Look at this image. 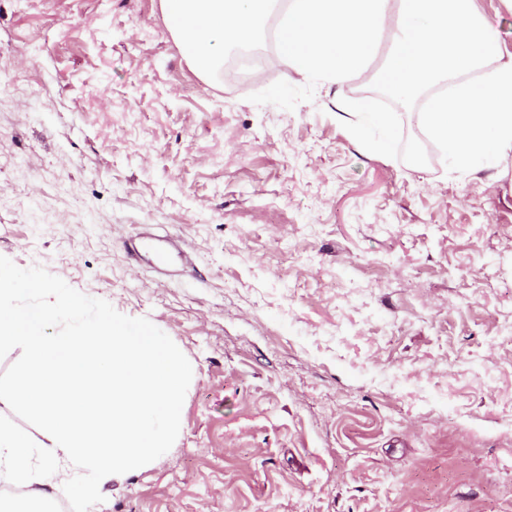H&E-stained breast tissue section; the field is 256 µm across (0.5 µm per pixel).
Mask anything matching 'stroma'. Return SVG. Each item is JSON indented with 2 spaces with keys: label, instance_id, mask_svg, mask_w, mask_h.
Listing matches in <instances>:
<instances>
[{
  "label": "stroma",
  "instance_id": "35a3bbf8",
  "mask_svg": "<svg viewBox=\"0 0 512 512\" xmlns=\"http://www.w3.org/2000/svg\"><path fill=\"white\" fill-rule=\"evenodd\" d=\"M204 79L160 0H0V255L149 319L190 361L180 432L90 512H512V155L388 153L337 92ZM177 241L195 277L126 240Z\"/></svg>",
  "mask_w": 512,
  "mask_h": 512
}]
</instances>
